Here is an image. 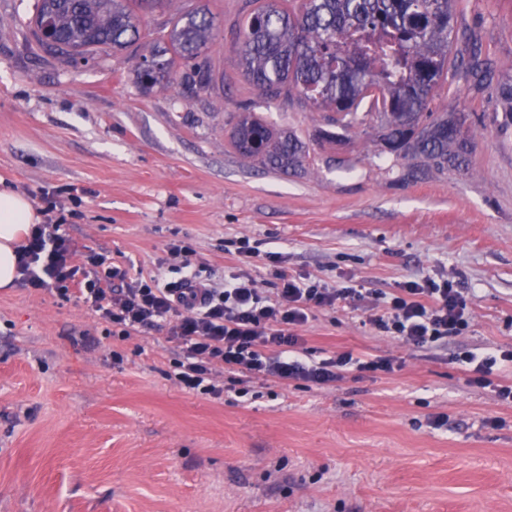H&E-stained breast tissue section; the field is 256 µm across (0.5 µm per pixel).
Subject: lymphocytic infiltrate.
<instances>
[{
	"instance_id": "f902f5d3",
	"label": "lymphocytic infiltrate",
	"mask_w": 512,
	"mask_h": 512,
	"mask_svg": "<svg viewBox=\"0 0 512 512\" xmlns=\"http://www.w3.org/2000/svg\"><path fill=\"white\" fill-rule=\"evenodd\" d=\"M39 212L44 223L33 225L17 249L23 285L64 301L82 302L123 339L132 331L154 327L157 319H167L169 338L181 349L176 378L185 389L221 396V389L208 382L216 363L249 380L304 381L320 387L342 379L352 368L361 373L394 370L392 358L358 357L349 351L317 362L303 359L298 327L307 323L312 310L361 299L363 291L356 284L332 287L278 271L272 297L245 273L230 277L223 287L209 288L201 283L192 262V246L181 240L168 246L169 254L182 260L180 276L164 284L155 277L132 275L128 268L93 252L77 265L64 230L68 222L64 207L45 195ZM471 304L459 282L428 276L376 294L368 322L380 335L430 348L469 329ZM454 361L467 365L469 384L484 387L495 367L512 366V347L480 355L466 351Z\"/></svg>"
}]
</instances>
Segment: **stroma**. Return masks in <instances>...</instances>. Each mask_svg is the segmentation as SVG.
<instances>
[{
	"instance_id": "obj_1",
	"label": "stroma",
	"mask_w": 512,
	"mask_h": 512,
	"mask_svg": "<svg viewBox=\"0 0 512 512\" xmlns=\"http://www.w3.org/2000/svg\"><path fill=\"white\" fill-rule=\"evenodd\" d=\"M198 2L219 21L208 55L224 85L210 91L137 78L173 10L144 15L138 51L71 65L38 51L36 0H0V189L76 210L78 261L94 252L173 280L177 239L216 286L243 268L262 285L277 268L355 282L366 298L314 311L299 336L317 360L350 351L398 366L323 388H234L219 369L216 399L178 385L166 321L122 341L82 303L0 290V512H512V404L495 392L512 369L481 388L448 361L512 346V120L495 93L512 80V0L457 12L488 81L457 72L430 109L473 113L470 168L418 178L361 125L290 175L235 154L225 121L242 99L304 136L324 115L249 88L236 52L245 0ZM238 239L258 252L250 265L224 250ZM424 276L468 289L466 335L431 349L377 335L372 295Z\"/></svg>"
}]
</instances>
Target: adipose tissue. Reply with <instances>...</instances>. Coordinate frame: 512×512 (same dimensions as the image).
<instances>
[{
    "label": "adipose tissue",
    "instance_id": "obj_1",
    "mask_svg": "<svg viewBox=\"0 0 512 512\" xmlns=\"http://www.w3.org/2000/svg\"><path fill=\"white\" fill-rule=\"evenodd\" d=\"M40 216L30 200L8 189H0V288L14 287L21 274L15 247Z\"/></svg>",
    "mask_w": 512,
    "mask_h": 512
}]
</instances>
